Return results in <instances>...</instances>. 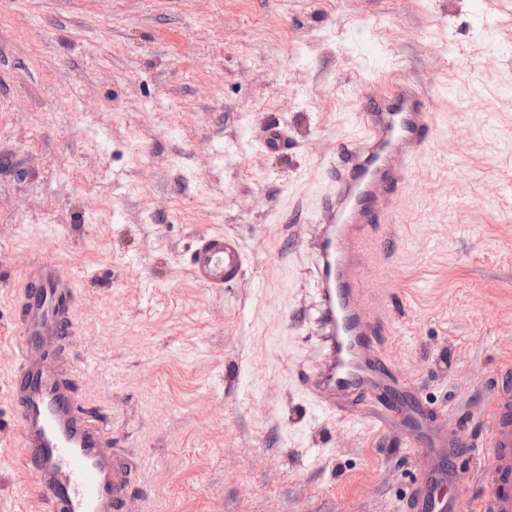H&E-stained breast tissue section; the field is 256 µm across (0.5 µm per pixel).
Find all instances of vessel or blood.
Here are the masks:
<instances>
[{"instance_id": "1", "label": "vessel or blood", "mask_w": 512, "mask_h": 512, "mask_svg": "<svg viewBox=\"0 0 512 512\" xmlns=\"http://www.w3.org/2000/svg\"><path fill=\"white\" fill-rule=\"evenodd\" d=\"M360 137L336 149L327 189L310 224H285L281 233L295 254L312 263L317 282L310 330L311 354L300 367L305 399L331 415L394 433L409 415L401 395L410 380L395 375L383 340V321L371 290L374 248L385 237L408 179L407 163L424 153L433 130L431 103L409 78L389 88L369 85ZM266 151L288 146L279 121L266 122ZM246 255L238 235L198 233L187 253L193 279L213 291L239 284ZM76 287L47 257L26 268L12 344L10 381L19 466L32 473L25 492L36 512H130V485L138 469L116 446L110 428L83 412L76 400L80 366L60 351L76 335ZM425 443L406 436L419 451L405 512H467L468 499L454 460L456 433L439 412L420 411ZM480 512H512V373L502 372L486 423Z\"/></svg>"}]
</instances>
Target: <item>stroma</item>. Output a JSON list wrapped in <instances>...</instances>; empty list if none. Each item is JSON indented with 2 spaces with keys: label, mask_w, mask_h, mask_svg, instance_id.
Here are the masks:
<instances>
[{
  "label": "stroma",
  "mask_w": 512,
  "mask_h": 512,
  "mask_svg": "<svg viewBox=\"0 0 512 512\" xmlns=\"http://www.w3.org/2000/svg\"><path fill=\"white\" fill-rule=\"evenodd\" d=\"M399 75L434 131L374 284L392 368L466 431L478 501L512 368V0H0V422L10 297L44 249L77 287L78 404L146 462L134 512H402L416 456L299 388L314 279L278 235L311 219L366 82ZM206 229L247 255L221 293L185 264ZM20 454L0 451L8 512L31 483ZM261 143L268 152L282 151L288 147V132L279 121H268L262 127Z\"/></svg>",
  "instance_id": "obj_1"
}]
</instances>
